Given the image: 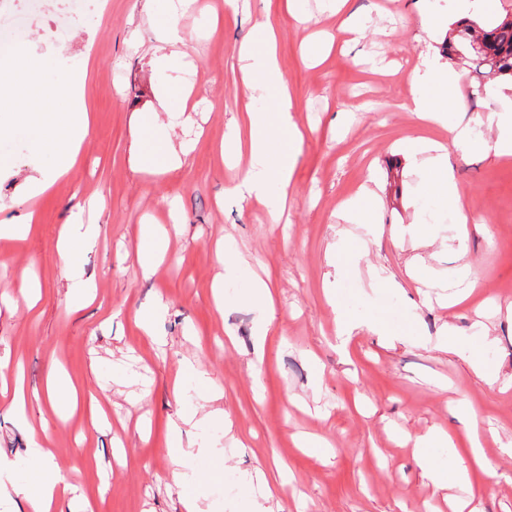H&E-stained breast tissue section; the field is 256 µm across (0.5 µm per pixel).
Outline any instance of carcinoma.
<instances>
[{
    "instance_id": "1",
    "label": "carcinoma",
    "mask_w": 512,
    "mask_h": 512,
    "mask_svg": "<svg viewBox=\"0 0 512 512\" xmlns=\"http://www.w3.org/2000/svg\"><path fill=\"white\" fill-rule=\"evenodd\" d=\"M445 50L449 60L468 63L480 87L502 76L512 78V14L453 26Z\"/></svg>"
}]
</instances>
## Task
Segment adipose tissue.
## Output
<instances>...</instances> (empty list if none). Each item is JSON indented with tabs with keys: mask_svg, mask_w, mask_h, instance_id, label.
Wrapping results in <instances>:
<instances>
[{
	"mask_svg": "<svg viewBox=\"0 0 512 512\" xmlns=\"http://www.w3.org/2000/svg\"><path fill=\"white\" fill-rule=\"evenodd\" d=\"M256 42L243 46L241 56L245 62L243 95L247 101H263L265 107L257 111L247 109L232 135L224 142V153L234 160L240 178L229 187L230 195L240 199H253L265 206L272 222H280L288 189L294 181L298 157L304 134L293 120V99L288 83L281 71L274 31L264 21H256ZM59 89L66 91L64 104H56L54 95L48 94L39 83H31L27 95L34 101V110L24 116L31 144L36 153H49L52 163L39 176L30 178L32 192L45 191L54 180L73 166L76 157L90 134L89 115L80 101L81 89L87 74L86 67L73 68L53 60ZM457 74L445 64L438 50L420 53L419 63L412 73L414 92L408 101L410 112L421 121L447 128V143L420 138L413 142L409 157L419 168L432 171L435 179L431 189L438 201L452 210L460 231L456 235L458 249H465L467 224L474 222L472 208L465 200L464 191L457 181L450 163L447 145L461 147L473 143L471 126L448 120V102L457 96ZM341 215L358 224L363 238L340 234L335 245L336 272L346 275L353 263L363 255L367 240L376 238L378 221L375 217V199L371 191L363 189L344 201ZM93 225L71 223L60 232L59 256L72 288L70 301L82 305L87 296V282L83 277L81 259L95 244ZM248 300L256 308L255 352H262L274 319V293L261 279L253 280ZM195 417L188 411L173 424L169 450L173 468L171 481L181 488L188 512H206L204 496L198 491L195 474L190 463L195 457L192 446L184 444L182 427ZM451 438L447 432L431 431L415 437L414 454L432 491L455 485L465 489L472 504L470 512H481L479 503L483 487L474 480L476 472H490L489 461L479 446H471L466 458L456 459L452 465L437 463L435 449L447 447ZM30 456L36 466L31 475L13 484L11 490H0V501L20 495L25 501V512H87L86 502L66 495L63 478L45 466L47 452L34 447Z\"/></svg>",
	"mask_w": 512,
	"mask_h": 512,
	"instance_id": "1",
	"label": "adipose tissue"
}]
</instances>
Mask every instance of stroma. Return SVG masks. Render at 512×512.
Wrapping results in <instances>:
<instances>
[{
  "label": "stroma",
  "mask_w": 512,
  "mask_h": 512,
  "mask_svg": "<svg viewBox=\"0 0 512 512\" xmlns=\"http://www.w3.org/2000/svg\"><path fill=\"white\" fill-rule=\"evenodd\" d=\"M102 2L52 44L43 28L19 26L10 54L0 56L2 64L19 53L47 62L60 53L77 63L92 54L89 138L44 193L33 194L27 184L49 166L18 121L29 102L0 94L7 106L0 112V155L13 159L0 174V213L19 220L37 214L23 240H0V360L17 367L28 396L16 412L13 384L0 385V463L15 464L12 477L21 479L36 442L50 449L49 463L91 512H186L169 480V428L193 407L200 420L185 426V440L210 439L225 458L221 465L207 455L193 461L208 512H251L239 473L259 468L273 479L281 466L289 482L269 500L272 512H424L422 470L399 437L442 429L455 448L468 447L466 422L454 409L462 399L480 417L482 449L496 471L483 493L485 512H512V456L500 451L512 439V158L496 157L485 128L471 149L449 146L466 199L487 221L468 225L463 256L452 239V212L432 200L433 173L413 170L405 158L413 139L448 140L445 129L405 107L410 73L426 48V18L447 12L446 0H349L350 10L392 29L386 41L344 32L341 16L325 13L322 0H298L292 12L286 0H240L235 8L226 0H195L178 19L187 39L184 71L160 61L171 50L158 17L164 0ZM260 17L276 30L295 119L305 132L282 224L270 223L257 203L225 192L238 170L221 148L246 104L238 51L254 39ZM380 58L390 64L387 73L372 67ZM459 75L460 101L449 104V121L474 104L486 114L512 101V88L474 98L469 69ZM179 83L191 86L197 110L169 127L167 138L191 149L177 168L155 170L138 158L149 134L143 120L158 110V92ZM363 186L377 195L382 236L338 280L331 247L345 224L337 206ZM77 217L95 225L97 237L82 258L89 297L75 308L58 240ZM417 218L431 229L433 244L394 243V231ZM148 224L167 228L169 244L147 274L137 250ZM226 246L275 292L259 359L247 276L230 281L223 312L214 309L212 286L224 273L219 256ZM415 257L445 278L474 272L481 286L453 305L437 289L418 304L407 272ZM381 268L401 281V292L372 284L371 271ZM25 272L37 289L32 309L11 287ZM332 287L350 309L362 310L370 295L395 322L415 319L417 337L390 339L361 327L339 348L337 313L326 296ZM159 299L167 309L157 322V346L135 314ZM447 325L466 344L489 334L486 357L499 384L489 385L462 353L437 347ZM188 362L208 372L219 400L209 401L183 377ZM54 367L77 396H47ZM217 407L228 424L208 419ZM303 434L325 437L329 457L298 447ZM219 465L221 478L213 475Z\"/></svg>",
  "instance_id": "stroma-1"
}]
</instances>
